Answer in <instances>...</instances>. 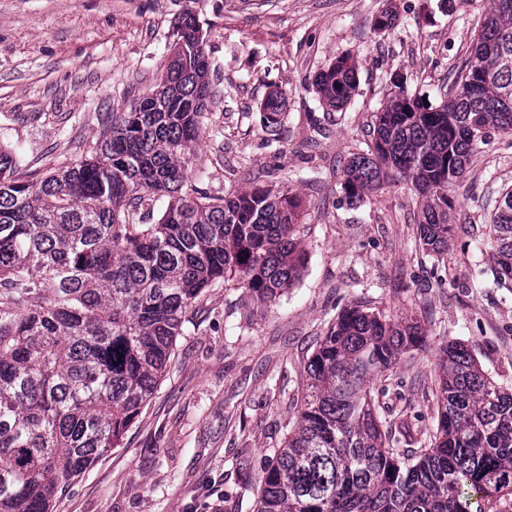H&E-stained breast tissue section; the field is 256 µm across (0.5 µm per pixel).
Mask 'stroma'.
I'll return each instance as SVG.
<instances>
[{
	"instance_id": "obj_1",
	"label": "stroma",
	"mask_w": 512,
	"mask_h": 512,
	"mask_svg": "<svg viewBox=\"0 0 512 512\" xmlns=\"http://www.w3.org/2000/svg\"><path fill=\"white\" fill-rule=\"evenodd\" d=\"M489 0H0V143L45 174L90 154L99 115L129 111L165 72L175 25L193 12L205 34L216 98L201 120L189 185L214 196L256 186L304 200L294 236L299 280L257 305L236 281L196 299L154 397L112 450L59 497L53 512H213L218 497L253 512L261 468L281 447L305 390L304 363L353 301L415 319L427 345L389 373L390 416L436 427V358L464 343L512 388V291L492 283L495 205L512 186V133H495L448 189L452 235L442 256L422 249L421 199L395 179L347 202L343 169L372 143L377 108L404 85L435 107L471 53ZM396 25L373 29L383 11ZM356 58L350 103L321 101L314 76ZM284 98L266 126L261 104Z\"/></svg>"
}]
</instances>
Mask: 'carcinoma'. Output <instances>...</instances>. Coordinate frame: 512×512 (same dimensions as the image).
<instances>
[{
	"mask_svg": "<svg viewBox=\"0 0 512 512\" xmlns=\"http://www.w3.org/2000/svg\"><path fill=\"white\" fill-rule=\"evenodd\" d=\"M357 60L313 80L331 108L357 87ZM458 90L435 108L404 91L374 114L373 142L343 170L347 198L399 175L424 199L423 249L448 251V186L490 130L512 132V0H489ZM211 92L205 35L186 12L165 75L128 112L103 113L91 154L40 179L0 145V512H49L124 435L156 390L192 304L229 278L260 303L299 279L302 198L256 186L184 190ZM281 94L261 105L278 123ZM167 199L146 223L141 209ZM493 285L512 288V188L492 224ZM425 340L421 324L344 306L305 365L306 392L262 470L255 512H485L512 495V392L461 343L440 349L435 432L401 450L373 382Z\"/></svg>",
	"mask_w": 512,
	"mask_h": 512,
	"instance_id": "cac0c4a2",
	"label": "carcinoma"
}]
</instances>
